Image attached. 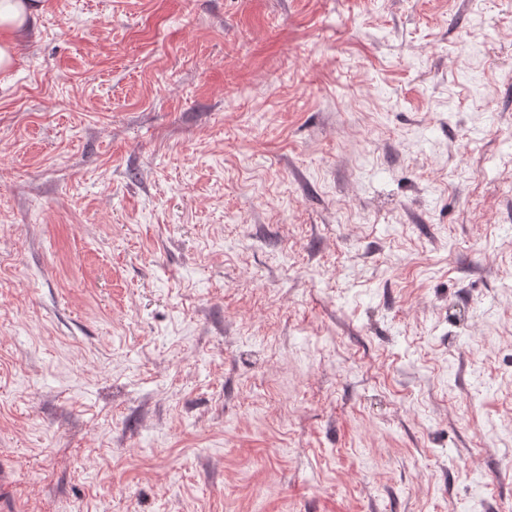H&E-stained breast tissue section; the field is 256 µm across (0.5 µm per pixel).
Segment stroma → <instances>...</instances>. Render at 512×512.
Wrapping results in <instances>:
<instances>
[{"label":"stroma","mask_w":512,"mask_h":512,"mask_svg":"<svg viewBox=\"0 0 512 512\" xmlns=\"http://www.w3.org/2000/svg\"><path fill=\"white\" fill-rule=\"evenodd\" d=\"M35 3L0 512L512 503V0Z\"/></svg>","instance_id":"35a3bbf8"}]
</instances>
